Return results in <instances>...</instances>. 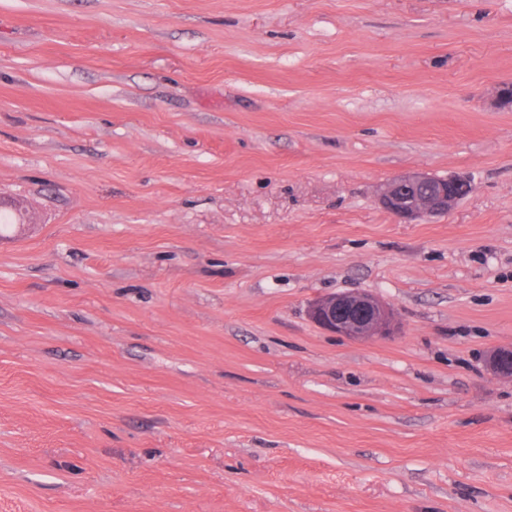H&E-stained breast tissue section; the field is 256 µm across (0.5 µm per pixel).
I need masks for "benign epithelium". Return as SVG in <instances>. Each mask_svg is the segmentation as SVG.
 Segmentation results:
<instances>
[{
	"label": "benign epithelium",
	"instance_id": "obj_1",
	"mask_svg": "<svg viewBox=\"0 0 512 512\" xmlns=\"http://www.w3.org/2000/svg\"><path fill=\"white\" fill-rule=\"evenodd\" d=\"M470 187L467 176L453 173L439 177L411 171L394 178L376 196L385 211L404 224L451 212ZM309 319L319 328L351 341L386 340L399 334L394 308L370 292L325 295L308 307ZM512 357L511 348L490 353L489 370L501 379L512 380V367L503 363Z\"/></svg>",
	"mask_w": 512,
	"mask_h": 512
}]
</instances>
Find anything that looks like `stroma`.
Here are the masks:
<instances>
[{"instance_id":"35a3bbf8","label":"stroma","mask_w":512,"mask_h":512,"mask_svg":"<svg viewBox=\"0 0 512 512\" xmlns=\"http://www.w3.org/2000/svg\"><path fill=\"white\" fill-rule=\"evenodd\" d=\"M505 83L512 0H0V512H512ZM469 182L460 173L439 177L411 171L382 188L376 202L401 223L417 224L451 212L468 192ZM319 328L351 341L386 340L399 334L394 308L370 292L325 295L308 307Z\"/></svg>"}]
</instances>
